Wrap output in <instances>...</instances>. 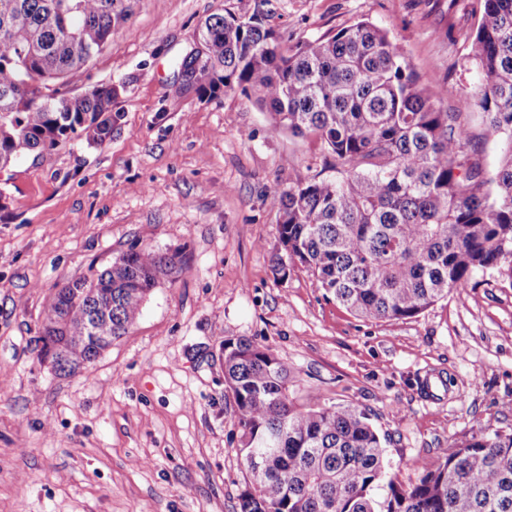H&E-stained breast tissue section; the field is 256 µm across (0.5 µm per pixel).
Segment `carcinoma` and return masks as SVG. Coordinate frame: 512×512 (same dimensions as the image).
<instances>
[{
	"label": "carcinoma",
	"mask_w": 512,
	"mask_h": 512,
	"mask_svg": "<svg viewBox=\"0 0 512 512\" xmlns=\"http://www.w3.org/2000/svg\"><path fill=\"white\" fill-rule=\"evenodd\" d=\"M135 0H0V169L79 138L101 147L120 113L115 90L50 88L82 70L132 15ZM197 86L238 90L276 129L314 135L335 175L279 192L273 269L297 266L352 314L398 321L468 287L479 271L512 280V0H483L468 35L482 83L441 108L442 84L419 82L368 21L282 51L257 14L225 11L198 26ZM501 146L488 171L471 159L468 111ZM181 253L132 246L65 284L43 335L71 375L128 334ZM112 325L101 341L94 321ZM245 489L240 512H512V434H483L437 456L410 485L387 477L383 440L357 405L297 406L288 365L243 339L224 341Z\"/></svg>",
	"instance_id": "carcinoma-1"
}]
</instances>
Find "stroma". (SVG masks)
Here are the masks:
<instances>
[{
	"instance_id": "35a3bbf8",
	"label": "stroma",
	"mask_w": 512,
	"mask_h": 512,
	"mask_svg": "<svg viewBox=\"0 0 512 512\" xmlns=\"http://www.w3.org/2000/svg\"><path fill=\"white\" fill-rule=\"evenodd\" d=\"M256 13L284 45L368 19L442 107L480 82L468 38L481 0H136L67 93L101 83L122 115L0 174V512H240L244 473L224 342L283 358L296 403H355L414 482L471 437L512 433V280L477 273L403 321L363 320L304 271L275 274L277 188L332 176L321 141L272 127L237 91L176 90L174 63L207 16ZM180 251L136 324L86 369L40 362L44 310L67 282L129 247ZM436 382L437 397L419 390Z\"/></svg>"
}]
</instances>
